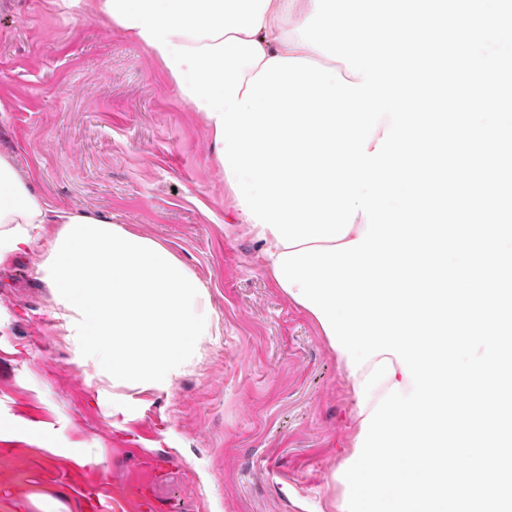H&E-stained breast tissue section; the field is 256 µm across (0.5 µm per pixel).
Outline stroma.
Segmentation results:
<instances>
[{
	"label": "stroma",
	"instance_id": "stroma-1",
	"mask_svg": "<svg viewBox=\"0 0 512 512\" xmlns=\"http://www.w3.org/2000/svg\"><path fill=\"white\" fill-rule=\"evenodd\" d=\"M0 156L56 207L154 240L206 286L213 327L162 387L113 386L41 279L45 245L0 266V512L83 501L56 476L85 448L105 505L135 468L129 435L182 459L173 512H336L353 399L313 319L235 223L211 134L164 68L110 21L63 0H0ZM46 428L44 443L14 420Z\"/></svg>",
	"mask_w": 512,
	"mask_h": 512
}]
</instances>
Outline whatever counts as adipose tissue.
I'll return each instance as SVG.
<instances>
[{
    "instance_id": "1",
    "label": "adipose tissue",
    "mask_w": 512,
    "mask_h": 512,
    "mask_svg": "<svg viewBox=\"0 0 512 512\" xmlns=\"http://www.w3.org/2000/svg\"><path fill=\"white\" fill-rule=\"evenodd\" d=\"M313 9L314 0H270L255 36L266 58H305L357 82L344 63L301 41L295 26ZM49 224L60 227L51 239ZM42 241L48 247L42 279L59 296L60 316L70 335L81 337L91 357L111 370L113 385L158 388L180 372L190 338L212 326L204 284L160 244L35 196L0 156V263ZM336 360L349 378L356 420L366 418L391 386L405 394L412 389L393 355L372 357L355 372L346 354Z\"/></svg>"
}]
</instances>
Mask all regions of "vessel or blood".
<instances>
[{"instance_id": "vessel-or-blood-1", "label": "vessel or blood", "mask_w": 512, "mask_h": 512, "mask_svg": "<svg viewBox=\"0 0 512 512\" xmlns=\"http://www.w3.org/2000/svg\"><path fill=\"white\" fill-rule=\"evenodd\" d=\"M181 463V458L170 451L159 454L139 450L137 475L123 482L119 489L121 499L130 505L131 512H167L154 488L169 470Z\"/></svg>"}]
</instances>
